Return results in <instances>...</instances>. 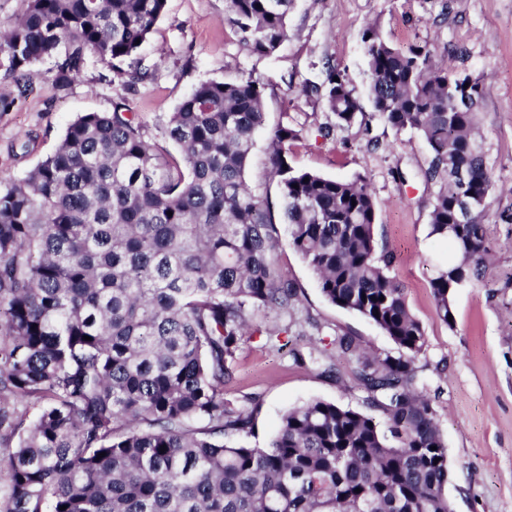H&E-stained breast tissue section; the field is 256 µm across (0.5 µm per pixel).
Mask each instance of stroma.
Here are the masks:
<instances>
[{"mask_svg": "<svg viewBox=\"0 0 512 512\" xmlns=\"http://www.w3.org/2000/svg\"><path fill=\"white\" fill-rule=\"evenodd\" d=\"M225 0H167L149 40L131 59L111 64L85 56L71 83L55 89L58 59L31 66L34 90L21 97L0 56V96L14 104L0 111V178L19 176L53 153L67 126L87 112H109L126 100L152 143L170 112L200 83L252 78L264 87L265 124L256 138L247 180L279 212L269 144L278 125L296 130L295 167L347 180L368 178L378 201L377 236L395 255L392 274L421 322L426 346L415 365L428 379L433 407L448 448V498L454 512H512V0H295L289 36L268 55L255 53L225 23ZM376 25L397 49L430 45L458 50L455 65L477 74L483 86L480 134L488 150L494 189L485 217L492 246L484 280L466 283L454 297V326L436 314L429 280L455 255L429 237L435 187L424 173L430 152L415 132H395L365 114L351 127L322 137L330 122L323 102L300 96L319 85L328 66L345 70L355 94L366 98L368 72L361 33ZM139 82H131V73ZM279 264L301 290L299 314L308 326L281 334L282 318L259 315L257 332L243 336L234 376L224 397L255 408L250 445L265 446L282 414L311 399L353 409L367 407L355 366L323 372L307 358L310 348L330 349L339 335L368 350L397 355L393 341L364 317L330 304L317 278L291 248Z\"/></svg>", "mask_w": 512, "mask_h": 512, "instance_id": "obj_1", "label": "stroma"}]
</instances>
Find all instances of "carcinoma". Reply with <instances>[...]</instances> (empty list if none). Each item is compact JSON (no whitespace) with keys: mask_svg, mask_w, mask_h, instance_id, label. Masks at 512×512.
<instances>
[{"mask_svg":"<svg viewBox=\"0 0 512 512\" xmlns=\"http://www.w3.org/2000/svg\"><path fill=\"white\" fill-rule=\"evenodd\" d=\"M166 2L28 0L0 30L18 94L32 90L29 68L62 49L56 87L86 54L132 56ZM292 4L225 0V20L270 54L288 38ZM362 43L373 114L418 133L431 154L429 235L459 259L429 286L451 328L457 289L488 267L482 85L426 45L395 49L375 25ZM301 93L331 114L324 136L363 114L335 66ZM263 98L251 78L200 83L163 129L176 156L119 102L79 116L25 175L0 179V426L39 406L0 460L9 475L0 512H453L448 448L415 367L425 332L377 238L370 182L292 166L298 133L287 125L271 138L270 163L288 245L325 299L376 325L399 356L333 340L387 426L313 399L282 415L267 446L243 443L255 414L224 399L238 344L253 312L290 318L299 300L278 264L268 197L245 179Z\"/></svg>","mask_w":512,"mask_h":512,"instance_id":"cac0c4a2","label":"carcinoma"}]
</instances>
